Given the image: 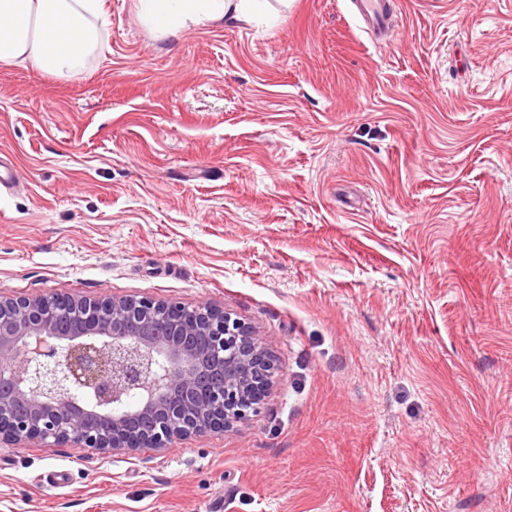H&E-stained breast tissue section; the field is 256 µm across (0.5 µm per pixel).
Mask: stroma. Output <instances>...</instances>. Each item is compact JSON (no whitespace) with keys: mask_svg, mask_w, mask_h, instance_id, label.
Listing matches in <instances>:
<instances>
[{"mask_svg":"<svg viewBox=\"0 0 512 512\" xmlns=\"http://www.w3.org/2000/svg\"><path fill=\"white\" fill-rule=\"evenodd\" d=\"M395 5L106 0L84 75L0 67V298L207 303L279 365L224 432L0 445V512H512V0ZM140 21L162 37L230 19L251 21L270 12L267 0H135ZM358 15L373 26L383 27L392 18L390 0H354Z\"/></svg>","mask_w":512,"mask_h":512,"instance_id":"stroma-1","label":"stroma"}]
</instances>
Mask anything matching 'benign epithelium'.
<instances>
[{
  "mask_svg": "<svg viewBox=\"0 0 512 512\" xmlns=\"http://www.w3.org/2000/svg\"><path fill=\"white\" fill-rule=\"evenodd\" d=\"M278 366L211 305L53 293L0 299V444L165 448L257 415Z\"/></svg>",
  "mask_w": 512,
  "mask_h": 512,
  "instance_id": "obj_1",
  "label": "benign epithelium"
}]
</instances>
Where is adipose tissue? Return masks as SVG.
Returning <instances> with one entry per match:
<instances>
[{"label": "adipose tissue", "instance_id": "obj_1", "mask_svg": "<svg viewBox=\"0 0 512 512\" xmlns=\"http://www.w3.org/2000/svg\"><path fill=\"white\" fill-rule=\"evenodd\" d=\"M140 21L162 37L230 19L265 15L267 0H136ZM105 0H0V65L71 79L100 55Z\"/></svg>", "mask_w": 512, "mask_h": 512}]
</instances>
